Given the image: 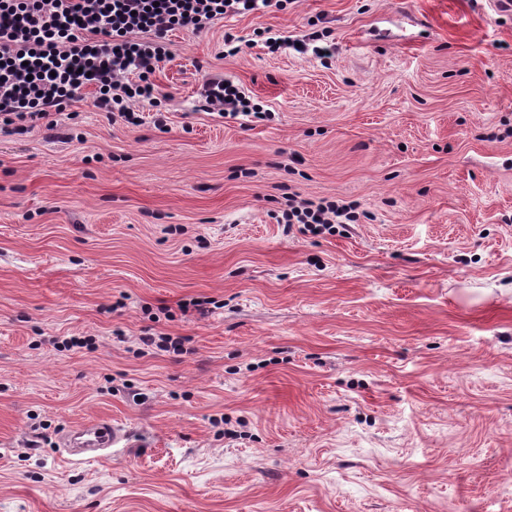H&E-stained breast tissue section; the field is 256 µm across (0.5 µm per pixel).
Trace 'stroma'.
<instances>
[{
	"label": "stroma",
	"mask_w": 512,
	"mask_h": 512,
	"mask_svg": "<svg viewBox=\"0 0 512 512\" xmlns=\"http://www.w3.org/2000/svg\"><path fill=\"white\" fill-rule=\"evenodd\" d=\"M169 49L165 129L88 96L74 139L0 134V512H512V12L291 0ZM291 193L361 218L284 234ZM94 419L126 445L68 462ZM227 83V86H224ZM201 96L204 98L207 107L211 110L217 109L224 117L238 116L252 117L263 120L265 115L259 104H253L239 89L224 80L222 77L208 76L202 82ZM185 339L182 336H170L166 333H150L138 337V347L133 350L137 356L152 352H172L174 354H183Z\"/></svg>",
	"instance_id": "stroma-1"
}]
</instances>
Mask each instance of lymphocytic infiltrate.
Returning a JSON list of instances; mask_svg holds the SVG:
<instances>
[{
    "instance_id": "f902f5d3",
    "label": "lymphocytic infiltrate",
    "mask_w": 512,
    "mask_h": 512,
    "mask_svg": "<svg viewBox=\"0 0 512 512\" xmlns=\"http://www.w3.org/2000/svg\"><path fill=\"white\" fill-rule=\"evenodd\" d=\"M275 0H0V133L21 135L39 121L77 119L73 103L94 89L93 104L113 118L142 125L140 104H155L152 75L170 57L174 30L200 31L215 20L259 14ZM209 109L229 117H262L234 85L206 77ZM285 231L335 234L359 220L357 206L289 195Z\"/></svg>"
}]
</instances>
